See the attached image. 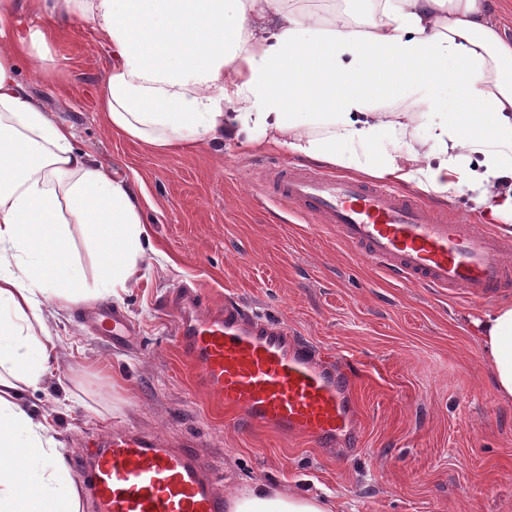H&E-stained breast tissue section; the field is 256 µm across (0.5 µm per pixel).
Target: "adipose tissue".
I'll return each mask as SVG.
<instances>
[{"instance_id":"ef3b65f1","label":"adipose tissue","mask_w":512,"mask_h":512,"mask_svg":"<svg viewBox=\"0 0 512 512\" xmlns=\"http://www.w3.org/2000/svg\"><path fill=\"white\" fill-rule=\"evenodd\" d=\"M0 0V512H79L78 486L24 397L54 355L43 301L93 298L70 243L98 254L121 298L154 251L132 181L77 149L32 102L20 67L50 79V31L29 15L91 24L112 54L100 95L112 132L166 150L266 142L301 160L388 179L512 234V39L493 0ZM455 93L443 101L440 90ZM475 326L512 402V303ZM227 512H334L256 484Z\"/></svg>"}]
</instances>
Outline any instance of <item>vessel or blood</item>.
<instances>
[{
  "mask_svg": "<svg viewBox=\"0 0 512 512\" xmlns=\"http://www.w3.org/2000/svg\"><path fill=\"white\" fill-rule=\"evenodd\" d=\"M271 196L334 230L392 275L486 300L512 285V239L386 185L334 173L279 168ZM101 333L120 343L130 332L118 311L99 313ZM176 343L199 383L239 422L335 447L351 434L356 410L346 372L298 343L287 327L225 303L199 306L182 290ZM73 468L91 512H225L216 474L192 445L130 428L86 440Z\"/></svg>",
  "mask_w": 512,
  "mask_h": 512,
  "instance_id": "vessel-or-blood-1",
  "label": "vessel or blood"
}]
</instances>
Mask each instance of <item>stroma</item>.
<instances>
[{
    "mask_svg": "<svg viewBox=\"0 0 512 512\" xmlns=\"http://www.w3.org/2000/svg\"><path fill=\"white\" fill-rule=\"evenodd\" d=\"M51 82L25 75L34 102L110 174L142 187L159 250L121 300L43 306L56 342L26 403L64 452L114 425L188 439L224 490L256 483L330 498L340 512H512V403L494 389L473 323L512 302L391 277L335 233L270 200L266 186L294 157L280 147L200 144L158 153L112 134L98 97L112 63L91 25L58 23ZM224 299L293 331L352 369L355 437L333 448L234 421L198 381L175 341L172 296ZM122 310L124 346L102 342L93 312Z\"/></svg>",
    "mask_w": 512,
    "mask_h": 512,
    "instance_id": "obj_1",
    "label": "stroma"
}]
</instances>
